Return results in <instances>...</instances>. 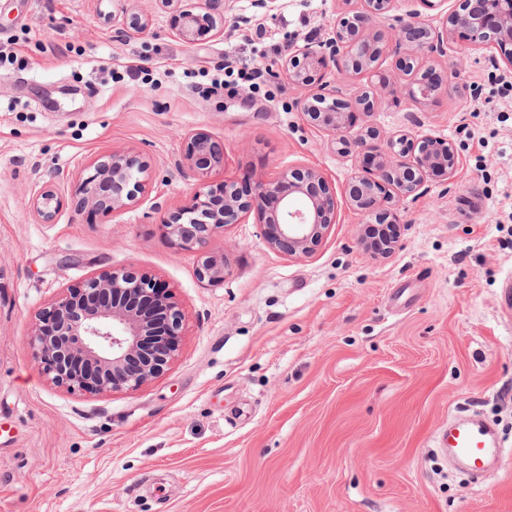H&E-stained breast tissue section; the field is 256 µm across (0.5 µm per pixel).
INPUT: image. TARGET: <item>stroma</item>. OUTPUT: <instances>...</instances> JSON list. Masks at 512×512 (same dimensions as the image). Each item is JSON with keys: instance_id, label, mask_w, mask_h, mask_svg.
Here are the masks:
<instances>
[{"instance_id": "35a3bbf8", "label": "stroma", "mask_w": 512, "mask_h": 512, "mask_svg": "<svg viewBox=\"0 0 512 512\" xmlns=\"http://www.w3.org/2000/svg\"><path fill=\"white\" fill-rule=\"evenodd\" d=\"M345 0H0V512H512V69L461 38L432 59L445 83L416 103L379 79L340 75L376 112L356 128L433 135L459 154L453 184L398 202V243L375 251L347 184L363 153L334 150L295 107L282 71L294 45L325 38ZM221 17L188 44L179 12ZM146 20L130 28L131 17ZM261 71L252 79L253 71ZM224 85L214 88L213 78ZM224 144L215 182L246 188L313 168L336 222L306 257L268 248L256 215L227 225L222 283L159 229L197 188L184 138ZM115 151L149 178L125 210L75 212L82 177ZM54 188L43 223L30 201ZM166 282L185 314L180 351L134 391L93 397L53 385L32 323L64 290L115 269ZM480 412L504 443L482 482L453 469L435 436ZM63 201L58 193L50 188H44L31 201V208L35 216L43 223L53 221L57 211L62 207Z\"/></svg>"}]
</instances>
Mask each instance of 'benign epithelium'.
<instances>
[{
	"mask_svg": "<svg viewBox=\"0 0 512 512\" xmlns=\"http://www.w3.org/2000/svg\"><path fill=\"white\" fill-rule=\"evenodd\" d=\"M444 13L436 27L415 9L409 21L390 38L366 34L370 22L393 9L395 0H361V6L336 18L331 37L304 42L285 61L289 82L303 92L296 105L311 123L333 136L346 150L365 147L380 137L368 128L352 132L353 112H373L377 99L364 92L354 99L325 79L327 60L341 74L372 71V59L390 48L406 50L399 70L410 76L425 58L447 53L448 38L462 30L474 48L492 45L512 65V0H458L448 11V0H419ZM218 29L217 20L192 12L181 15L176 35L192 43L200 34ZM438 90L430 72L414 82L409 95L425 101ZM385 150L370 151L372 176H356L348 186L352 204L375 224H392L391 204L400 197L418 195L430 182L451 183L459 158L451 142L429 135L392 133L384 137ZM224 163V147L204 131L186 135L182 165L198 181L191 202L163 217L160 228L181 250L198 252L197 274L210 283L224 281V255L207 249L224 226L238 224L254 213L266 226L269 248L287 256H308L322 244L335 223L336 200L325 178L316 170H285L273 179L255 183L246 194L233 182L212 184L211 172ZM92 174L82 179L74 211L119 212L135 201L143 187L147 162L130 152L115 151L96 160ZM63 201L50 188L31 201L35 216L53 221ZM183 312L172 293L156 279L128 270H114L87 279L81 287L61 293L36 317L31 346L42 372L71 393L98 395L136 390L162 375L178 355Z\"/></svg>",
	"mask_w": 512,
	"mask_h": 512,
	"instance_id": "7a95c632",
	"label": "benign epithelium"
}]
</instances>
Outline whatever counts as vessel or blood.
Returning <instances> with one entry per match:
<instances>
[{"label":"vessel or blood","mask_w":512,"mask_h":512,"mask_svg":"<svg viewBox=\"0 0 512 512\" xmlns=\"http://www.w3.org/2000/svg\"><path fill=\"white\" fill-rule=\"evenodd\" d=\"M440 448L453 456L472 472H481L493 459L503 454L495 432L481 419L464 416L449 421L439 438Z\"/></svg>","instance_id":"vessel-or-blood-1"}]
</instances>
